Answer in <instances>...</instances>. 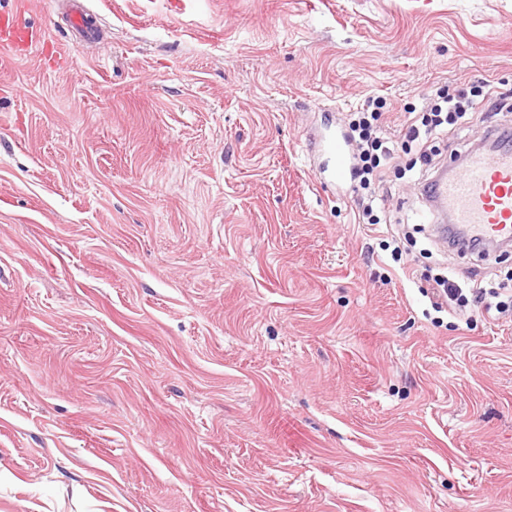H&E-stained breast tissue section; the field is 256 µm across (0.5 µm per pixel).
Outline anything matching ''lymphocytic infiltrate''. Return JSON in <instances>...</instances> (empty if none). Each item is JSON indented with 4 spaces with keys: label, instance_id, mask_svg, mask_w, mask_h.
Returning a JSON list of instances; mask_svg holds the SVG:
<instances>
[{
    "label": "lymphocytic infiltrate",
    "instance_id": "f902f5d3",
    "mask_svg": "<svg viewBox=\"0 0 512 512\" xmlns=\"http://www.w3.org/2000/svg\"><path fill=\"white\" fill-rule=\"evenodd\" d=\"M383 99L368 97L360 111L349 122V139L355 143L353 182L354 203L360 219L378 223L379 201L385 188L382 169L399 153L415 151L419 172L435 167L437 154L432 142L440 137L456 138L467 117L478 116L486 127H493L500 114L512 112V92L484 80L455 91H437L427 109L407 116L397 135L387 136ZM497 287L483 281L461 287L448 277L435 281L432 299L435 306L453 302L475 313L502 310Z\"/></svg>",
    "mask_w": 512,
    "mask_h": 512
}]
</instances>
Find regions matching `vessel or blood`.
<instances>
[{
	"mask_svg": "<svg viewBox=\"0 0 512 512\" xmlns=\"http://www.w3.org/2000/svg\"><path fill=\"white\" fill-rule=\"evenodd\" d=\"M72 43L82 46L95 31L91 13L84 0H69ZM41 34L24 23L18 13L0 18V54H14L39 42ZM319 150L336 156L335 178L345 181L351 168V156L344 141L323 137ZM433 204L440 215L456 224L462 236L455 242L467 252L472 240L512 243V145L496 150L474 149L467 153L462 166L450 168L447 175L433 182Z\"/></svg>",
	"mask_w": 512,
	"mask_h": 512,
	"instance_id": "vessel-or-blood-1",
	"label": "vessel or blood"
}]
</instances>
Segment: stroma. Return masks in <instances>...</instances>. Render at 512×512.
Masks as SVG:
<instances>
[{"label": "stroma", "mask_w": 512, "mask_h": 512, "mask_svg": "<svg viewBox=\"0 0 512 512\" xmlns=\"http://www.w3.org/2000/svg\"><path fill=\"white\" fill-rule=\"evenodd\" d=\"M0 0V512H512V310L436 311V241L314 175L369 96L512 88V0ZM333 107L325 115V107ZM69 20L72 29V44L76 47L82 46L85 42L94 37L95 31L91 23V10L83 0H68ZM41 41V33L22 23L17 12L8 13L0 20V54H16Z\"/></svg>", "instance_id": "stroma-1"}]
</instances>
